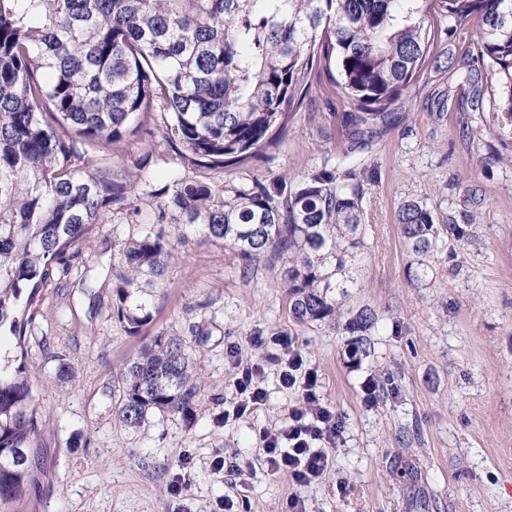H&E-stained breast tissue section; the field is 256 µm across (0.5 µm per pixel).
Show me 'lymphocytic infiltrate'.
Instances as JSON below:
<instances>
[{"mask_svg": "<svg viewBox=\"0 0 512 512\" xmlns=\"http://www.w3.org/2000/svg\"><path fill=\"white\" fill-rule=\"evenodd\" d=\"M271 342L275 351L270 358L279 366L280 384L298 390L302 405L290 412L287 424L261 432L265 463L271 473L286 475L295 486L305 487L327 471L330 459L326 448L335 445L341 424L320 397L316 371L303 370L302 356L292 338L279 335Z\"/></svg>", "mask_w": 512, "mask_h": 512, "instance_id": "lymphocytic-infiltrate-1", "label": "lymphocytic infiltrate"}]
</instances>
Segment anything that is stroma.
<instances>
[{
  "instance_id": "35a3bbf8",
  "label": "stroma",
  "mask_w": 512,
  "mask_h": 512,
  "mask_svg": "<svg viewBox=\"0 0 512 512\" xmlns=\"http://www.w3.org/2000/svg\"><path fill=\"white\" fill-rule=\"evenodd\" d=\"M479 30L473 20L442 38L437 50L452 66L423 67L392 125L367 146L352 139L344 117L354 107L318 63L287 134L213 173L232 184L364 170L365 247L342 316L371 309L365 336L297 323L273 262L242 270L232 250L193 234L177 246L152 323L128 335L108 316L111 286L91 297L78 281L141 227L121 212L96 226L72 274L40 288L23 343H0V354L24 355L49 423L39 484L16 512H224L228 502L234 512H289L294 497L306 512H512V163L471 109L484 67L465 50ZM143 156L160 177L180 165L160 137L129 138L110 164ZM409 200L466 227L465 237L444 236L424 256L421 280L408 275L415 258L396 221ZM160 333L203 339L193 354L202 383L195 421L154 414L131 428L116 416L118 379ZM258 335L291 336L341 418L330 466L310 486L267 470L260 432L282 426L301 398L281 386ZM54 353L67 356L72 377L57 376ZM252 365L262 369L266 402L238 416L235 380Z\"/></svg>"
}]
</instances>
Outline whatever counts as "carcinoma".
<instances>
[{"instance_id": "cac0c4a2", "label": "carcinoma", "mask_w": 512, "mask_h": 512, "mask_svg": "<svg viewBox=\"0 0 512 512\" xmlns=\"http://www.w3.org/2000/svg\"><path fill=\"white\" fill-rule=\"evenodd\" d=\"M468 52L487 64L498 110L512 124V0H0V330L24 338L21 310L54 273L66 277L79 244L112 211L138 224L169 219L178 240L199 233L233 250L248 270L280 262L292 318L336 324L364 246L363 173L288 175L220 185L199 168L240 164L286 132L319 61L335 64L354 102L362 138L390 123L435 42L472 19ZM448 26L441 27V22ZM161 134L182 159L158 188L144 160L117 172L96 166L130 136ZM155 202L144 216L141 197ZM408 250L422 256L454 220L404 203L397 216ZM177 258L173 240L142 232L112 264L84 275L95 296L112 284L110 319L136 335ZM365 309L346 329L364 333ZM194 340L159 334L121 374L119 418L140 428L153 413L190 425L201 397ZM46 423L22 367L0 364V512L36 483Z\"/></svg>"}]
</instances>
